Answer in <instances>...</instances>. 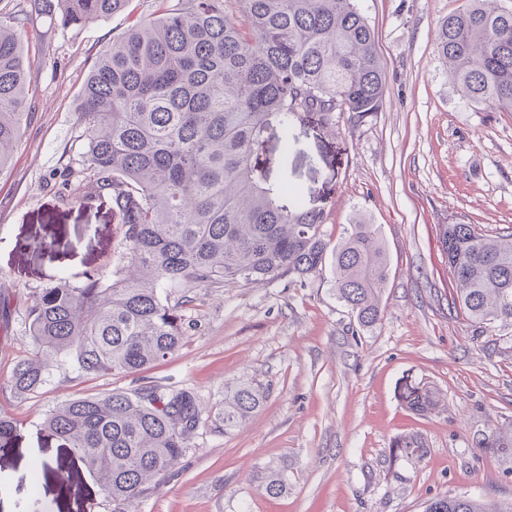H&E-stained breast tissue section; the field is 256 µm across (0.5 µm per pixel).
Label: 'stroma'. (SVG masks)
<instances>
[{
	"label": "stroma",
	"mask_w": 512,
	"mask_h": 512,
	"mask_svg": "<svg viewBox=\"0 0 512 512\" xmlns=\"http://www.w3.org/2000/svg\"><path fill=\"white\" fill-rule=\"evenodd\" d=\"M466 4L358 0L387 75L382 109L360 122L341 115L331 130L302 115L288 147L274 130L255 157L270 184L298 187L306 207L323 211L331 238L359 218L377 225L389 259L381 321L361 327L327 271L193 289L194 329L146 379L194 388L210 405L245 380L267 398L240 429L198 430L133 512H424L448 494L512 500V460L473 445L512 428V327L475 323L452 306L439 241L444 224L512 230V112L463 100L436 46L440 22ZM160 7L129 0L109 18L65 26L41 0H0V12L26 13L30 58L21 137L0 167V415L20 427L0 448L9 512H112L43 421L63 401L135 387L134 377L83 376L62 364L21 398L9 380L33 351L30 297L59 277L108 275L122 263L124 227L109 200L88 191L71 198L63 185L84 178L78 104L88 73L133 20ZM43 241L54 242L52 253L39 252ZM410 386L435 390L437 408L411 411L402 398ZM408 434L424 442V459L396 456L395 441ZM45 456L52 470L33 476ZM274 472L286 485L271 496Z\"/></svg>",
	"instance_id": "1"
}]
</instances>
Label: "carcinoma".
<instances>
[{
    "label": "carcinoma",
    "instance_id": "cac0c4a2",
    "mask_svg": "<svg viewBox=\"0 0 512 512\" xmlns=\"http://www.w3.org/2000/svg\"><path fill=\"white\" fill-rule=\"evenodd\" d=\"M244 22L224 0H163V13L132 25L87 77L79 112L87 139L86 182L107 195L125 227L126 263L105 276H63L27 308L35 351L17 362L11 391L43 387L59 357L83 375H135L184 345L193 323L190 291L227 280L305 278L332 265V286L363 327L382 317L389 261L374 224L357 221L334 243L322 212L295 189L275 187L254 156L277 127L283 144L293 121L314 112L325 126L349 113L380 111L386 72L375 34L357 0H238ZM66 25L125 9L127 0H57ZM26 19L0 12V166L19 137L27 90ZM437 48L470 103L512 111V10L468 0L439 26ZM293 204L279 203L280 195ZM441 245L453 273L452 304L479 324L512 325V234L492 237L474 224H444ZM183 294L171 300V290ZM407 405L436 408L430 388H409ZM260 384L224 392L214 408L192 388L147 383L69 400L46 416L48 435L73 465L95 474L112 512H129L159 486L211 419L240 427L262 405ZM18 435L0 418V447ZM512 457V431L475 440ZM396 453L421 459L422 440L405 435ZM425 512H512V504L467 494L428 500Z\"/></svg>",
    "mask_w": 512,
    "mask_h": 512
}]
</instances>
